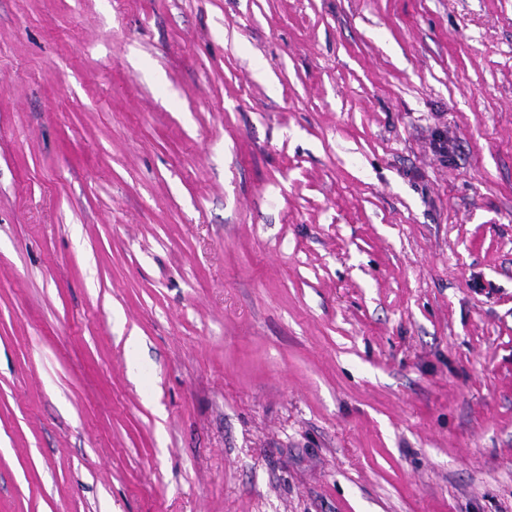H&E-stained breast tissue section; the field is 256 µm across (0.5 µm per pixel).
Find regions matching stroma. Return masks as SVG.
<instances>
[{"mask_svg": "<svg viewBox=\"0 0 512 512\" xmlns=\"http://www.w3.org/2000/svg\"><path fill=\"white\" fill-rule=\"evenodd\" d=\"M0 512H512V0H0Z\"/></svg>", "mask_w": 512, "mask_h": 512, "instance_id": "obj_1", "label": "stroma"}]
</instances>
